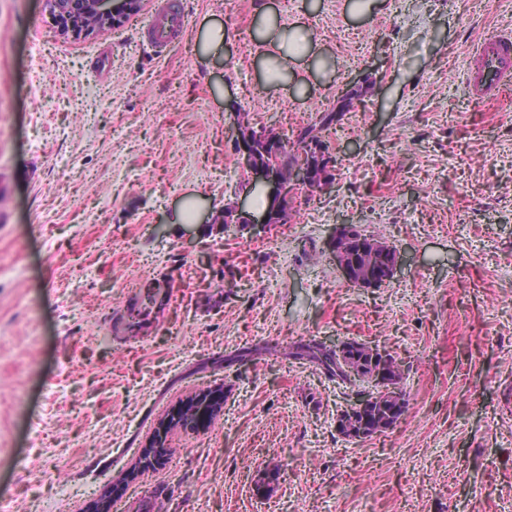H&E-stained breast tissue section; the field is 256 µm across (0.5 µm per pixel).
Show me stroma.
I'll return each mask as SVG.
<instances>
[{"mask_svg": "<svg viewBox=\"0 0 512 512\" xmlns=\"http://www.w3.org/2000/svg\"><path fill=\"white\" fill-rule=\"evenodd\" d=\"M184 39L141 28L65 40L43 0H0V504L87 512H512V85L467 97L474 45L512 30V0H171ZM307 25L315 60L265 81L259 7ZM224 49L201 59L203 28ZM380 75L330 136L332 189L298 191L288 223L249 236L204 222L244 196L230 114L298 130ZM192 223L171 218L186 201ZM165 224L164 237L152 227ZM340 224L383 233L402 265L350 286ZM159 318L128 336L139 287ZM356 339L406 363L386 433L338 435L363 382L274 347ZM219 390L215 426H171L162 464L134 465L172 410Z\"/></svg>", "mask_w": 512, "mask_h": 512, "instance_id": "stroma-1", "label": "stroma"}]
</instances>
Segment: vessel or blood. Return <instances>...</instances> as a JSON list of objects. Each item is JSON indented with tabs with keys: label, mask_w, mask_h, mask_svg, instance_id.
Instances as JSON below:
<instances>
[{
	"label": "vessel or blood",
	"mask_w": 512,
	"mask_h": 512,
	"mask_svg": "<svg viewBox=\"0 0 512 512\" xmlns=\"http://www.w3.org/2000/svg\"><path fill=\"white\" fill-rule=\"evenodd\" d=\"M157 16L148 21L142 33L155 47L166 50L185 36L184 18L173 9L170 0H157ZM512 83V31L487 35L473 49V62L466 71L468 97L481 101L496 95Z\"/></svg>",
	"instance_id": "b4317fda"
}]
</instances>
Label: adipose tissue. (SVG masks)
<instances>
[{"mask_svg": "<svg viewBox=\"0 0 512 512\" xmlns=\"http://www.w3.org/2000/svg\"><path fill=\"white\" fill-rule=\"evenodd\" d=\"M259 14L263 20L261 36L267 47L261 55L263 70L274 73L276 82H284L288 78L290 60L306 59L315 54L314 36L302 24L279 26L268 9H260Z\"/></svg>", "mask_w": 512, "mask_h": 512, "instance_id": "adipose-tissue-1", "label": "adipose tissue"}]
</instances>
